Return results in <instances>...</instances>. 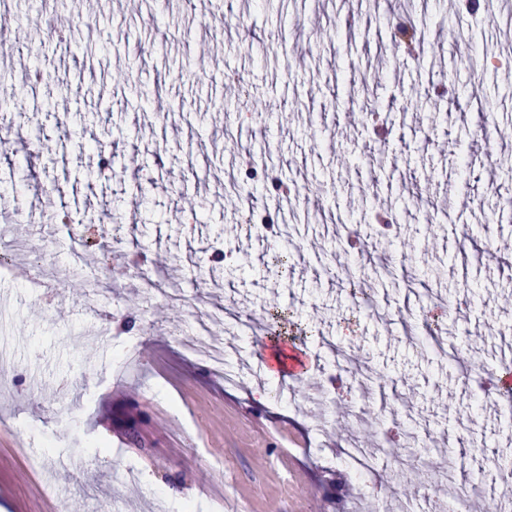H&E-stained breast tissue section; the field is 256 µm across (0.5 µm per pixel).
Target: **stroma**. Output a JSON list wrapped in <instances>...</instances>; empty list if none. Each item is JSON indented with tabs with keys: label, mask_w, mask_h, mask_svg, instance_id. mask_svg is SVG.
Listing matches in <instances>:
<instances>
[{
	"label": "stroma",
	"mask_w": 512,
	"mask_h": 512,
	"mask_svg": "<svg viewBox=\"0 0 512 512\" xmlns=\"http://www.w3.org/2000/svg\"><path fill=\"white\" fill-rule=\"evenodd\" d=\"M13 42L0 56V237L31 240L49 294L23 276L0 282V512H385L408 499L410 469L380 461L381 493L360 497L349 467L333 457L347 435L345 398L316 405L331 352H351L376 382L367 402L394 426L413 404L420 443L465 439L457 462L473 482L479 448L512 462V436L497 402L472 410L460 360L512 363V275L461 247L463 230L512 244L502 210L512 199V0H11ZM424 23L420 59L390 39L394 18ZM42 83L26 86L37 66ZM373 89L378 125L352 101ZM267 109H260V102ZM484 124L492 142L477 136ZM112 166L99 167L98 140ZM136 168H128L130 155ZM271 157L302 189L271 201L294 253L288 280L267 260L275 244L246 233L245 213L226 208L231 174ZM44 184L25 195L27 172ZM468 198V208L458 205ZM395 223L377 239L379 209ZM120 222L81 245L93 225ZM244 267L225 264L223 248ZM144 277L168 274L170 302L145 296ZM387 261L378 314L346 319L347 281ZM470 294L473 307L448 328L451 356L415 347L406 326L423 321L430 297ZM312 324L324 343L302 345L313 368L296 392L280 379L221 374L187 356L216 308L250 317L241 358L274 359L266 310ZM142 356L124 360L128 345ZM135 465L137 486L120 471Z\"/></svg>",
	"instance_id": "1"
}]
</instances>
